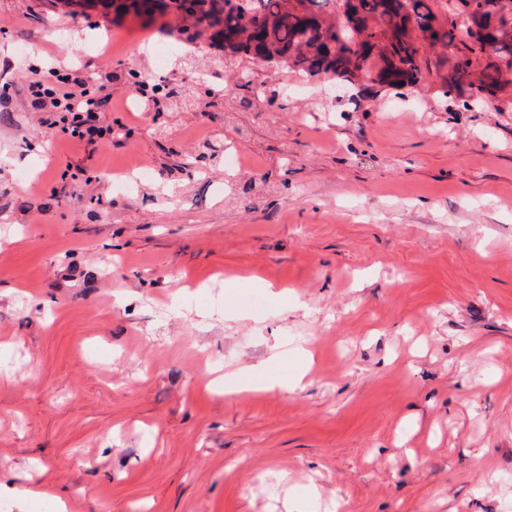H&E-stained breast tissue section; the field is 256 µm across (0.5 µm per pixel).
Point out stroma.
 Returning a JSON list of instances; mask_svg holds the SVG:
<instances>
[{"mask_svg": "<svg viewBox=\"0 0 512 512\" xmlns=\"http://www.w3.org/2000/svg\"><path fill=\"white\" fill-rule=\"evenodd\" d=\"M223 59L171 20L0 0V502L512 512V95ZM72 70L111 92V145L33 106ZM301 344L303 387L227 393Z\"/></svg>", "mask_w": 512, "mask_h": 512, "instance_id": "35a3bbf8", "label": "stroma"}]
</instances>
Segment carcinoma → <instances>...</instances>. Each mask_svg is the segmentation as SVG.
<instances>
[{
    "instance_id": "carcinoma-1",
    "label": "carcinoma",
    "mask_w": 512,
    "mask_h": 512,
    "mask_svg": "<svg viewBox=\"0 0 512 512\" xmlns=\"http://www.w3.org/2000/svg\"><path fill=\"white\" fill-rule=\"evenodd\" d=\"M130 0L180 31L204 23L240 60L309 77L380 87L414 86L435 74L444 94L486 102L512 86V0Z\"/></svg>"
}]
</instances>
